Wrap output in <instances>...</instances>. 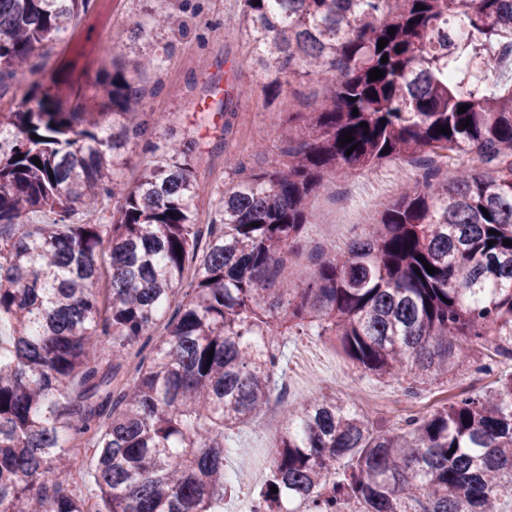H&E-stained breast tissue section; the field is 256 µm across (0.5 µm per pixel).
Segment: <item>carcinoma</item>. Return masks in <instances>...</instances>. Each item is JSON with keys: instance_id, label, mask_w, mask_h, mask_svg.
<instances>
[{"instance_id": "carcinoma-1", "label": "carcinoma", "mask_w": 512, "mask_h": 512, "mask_svg": "<svg viewBox=\"0 0 512 512\" xmlns=\"http://www.w3.org/2000/svg\"><path fill=\"white\" fill-rule=\"evenodd\" d=\"M90 2L0 0V512H89L74 489L88 459L106 512H223L244 485L225 481L226 434L258 425L300 336L430 385L460 360L490 373L491 336L512 357V78L469 69L512 56V0H243L238 24L265 67L302 64L333 94L288 115L302 133L279 168L233 158L240 179L211 191L205 224L185 144L113 182L119 149L147 133L124 69L101 68L94 107L50 90L5 100ZM374 68L384 77L369 80ZM440 150L484 170L427 168L346 250L319 254L304 285L268 294L319 188ZM32 211L48 221L27 223ZM511 492L512 372L396 431L313 396L288 411L246 512H345L352 499L361 512H499Z\"/></svg>"}]
</instances>
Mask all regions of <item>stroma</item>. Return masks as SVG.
Segmentation results:
<instances>
[{
	"label": "stroma",
	"instance_id": "35a3bbf8",
	"mask_svg": "<svg viewBox=\"0 0 512 512\" xmlns=\"http://www.w3.org/2000/svg\"><path fill=\"white\" fill-rule=\"evenodd\" d=\"M174 13L173 28L156 31L150 40L133 43L129 30L149 24L160 10ZM240 0H91L75 27L47 54L40 68L20 73L10 91L22 99L34 91L52 89L76 101L97 94L95 78L104 59L131 71L146 90L142 110L161 116L154 140L159 145L189 141L200 162L199 176L214 185L229 184L234 172L226 168V153H240L251 170L270 171L283 162L281 149L292 112H309L331 95L317 76L281 75L280 87L269 86L268 76L235 23ZM145 55L162 60L161 71H136ZM233 90L234 114L224 117L203 109L205 88L213 78ZM304 350L320 359L318 373L290 375V405L307 402L318 393L354 399L360 413L379 430L401 427L404 414L430 415L447 395L464 388H487L498 374L512 371V358L494 359L491 374L477 375L468 365L449 373L442 385H412L408 376L390 380L362 371L330 343L302 337L289 344L288 357ZM283 408L269 406L256 428L230 434L227 468L246 474L247 492L225 497L224 512H244L248 493L263 486L273 444L282 428Z\"/></svg>",
	"mask_w": 512,
	"mask_h": 512
}]
</instances>
